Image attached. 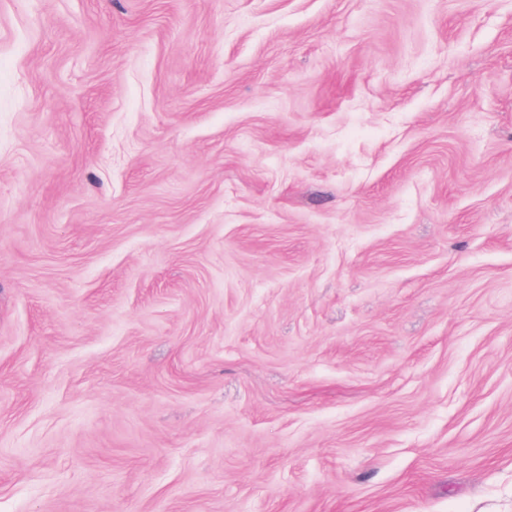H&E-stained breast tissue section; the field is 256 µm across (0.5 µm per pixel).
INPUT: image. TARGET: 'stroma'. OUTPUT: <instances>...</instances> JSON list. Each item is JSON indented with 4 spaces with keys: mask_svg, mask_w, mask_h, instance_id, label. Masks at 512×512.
<instances>
[{
    "mask_svg": "<svg viewBox=\"0 0 512 512\" xmlns=\"http://www.w3.org/2000/svg\"><path fill=\"white\" fill-rule=\"evenodd\" d=\"M0 512H512V0H0Z\"/></svg>",
    "mask_w": 512,
    "mask_h": 512,
    "instance_id": "stroma-1",
    "label": "stroma"
}]
</instances>
